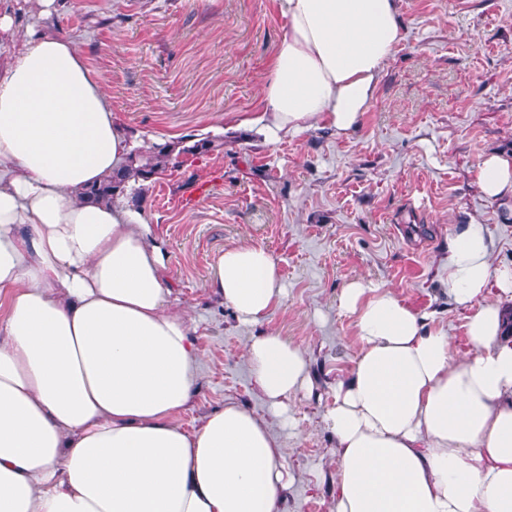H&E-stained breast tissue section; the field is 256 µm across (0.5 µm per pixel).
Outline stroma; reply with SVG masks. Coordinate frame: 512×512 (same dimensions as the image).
I'll return each mask as SVG.
<instances>
[{
	"label": "stroma",
	"instance_id": "35a3bbf8",
	"mask_svg": "<svg viewBox=\"0 0 512 512\" xmlns=\"http://www.w3.org/2000/svg\"><path fill=\"white\" fill-rule=\"evenodd\" d=\"M16 18L68 35L91 58L131 148L223 137V152L123 195L162 242L196 328L200 379L181 420L198 425L228 401L271 419L244 345L276 333L302 346L315 391L274 427L294 478L283 509L330 512L337 460L323 417L358 351L342 288L361 279L393 291L450 336L459 359L471 345L445 285L449 238L484 224L494 264L512 266V199L487 198L476 183L483 155L512 154V0H401L404 39L361 130L277 142L227 121L261 99L286 27L275 0H55L50 16ZM243 244L272 254L286 289L283 307L252 327L210 291L216 253Z\"/></svg>",
	"mask_w": 512,
	"mask_h": 512
}]
</instances>
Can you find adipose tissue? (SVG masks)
I'll list each match as a JSON object with an SVG mask.
<instances>
[{
    "label": "adipose tissue",
    "mask_w": 512,
    "mask_h": 512,
    "mask_svg": "<svg viewBox=\"0 0 512 512\" xmlns=\"http://www.w3.org/2000/svg\"><path fill=\"white\" fill-rule=\"evenodd\" d=\"M287 28L258 114L269 140L362 125L404 34L400 0H276ZM0 0V512H282L285 450L235 402L186 429L199 353L152 228L84 191L120 167L127 137L101 74L66 35L18 24ZM477 183L512 197V158ZM448 293L474 347L390 290L341 291L358 353L324 423L336 440L331 512H512V267L493 263L484 225L448 241ZM213 292L239 324L284 303L263 247L216 254ZM273 411L312 392L305 349L277 334L244 346Z\"/></svg>",
    "instance_id": "ef3b65f1"
}]
</instances>
